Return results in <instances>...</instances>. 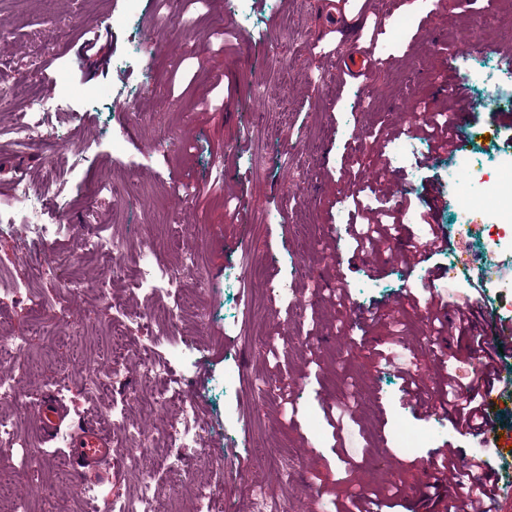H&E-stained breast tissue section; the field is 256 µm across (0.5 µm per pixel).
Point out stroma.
Wrapping results in <instances>:
<instances>
[{"instance_id":"35a3bbf8","label":"stroma","mask_w":512,"mask_h":512,"mask_svg":"<svg viewBox=\"0 0 512 512\" xmlns=\"http://www.w3.org/2000/svg\"><path fill=\"white\" fill-rule=\"evenodd\" d=\"M161 0H0V68L39 78L76 106L52 112L49 123L63 148L22 151L0 138V207L13 205L11 185L25 175L40 185L54 171L65 187L66 227L52 240L54 261L33 278L18 258L20 245L0 236V331L26 339L23 352L0 351V377L16 376L8 406L13 441L0 444V499L45 512L47 497L71 512H88L89 497L135 500L142 480L153 482L165 512H191L196 492L216 491L212 512H254L246 493L265 485L283 512H336L337 504L365 492L387 496L391 485L407 494L391 512H444L447 489L422 483L443 448L460 461L481 458L498 479L512 474V450L497 439L512 435V398L493 410L497 439L473 436L451 418L414 410L400 367L381 368V354L402 347L422 353L412 368L420 395L432 399L440 379L467 377L477 360L467 335L447 327L432 333L425 278L439 274L442 298L469 295L468 254L483 272L475 307L477 330L490 336L512 325V302L496 287L512 277V236L490 243L483 231L467 242L455 234L461 193L481 196L488 175L512 166V84L505 56L512 50V16L501 0L485 9L452 0H247L245 15L228 0H185L181 22H167ZM63 41L44 43L48 28ZM477 46L456 52V34ZM372 51L381 66L368 77L342 71L336 48L349 42ZM474 106L458 126L453 152L417 138L406 165L391 161L393 139L407 136L410 105L431 112L456 110L455 84ZM375 93L362 109V85ZM125 110L126 137L112 139V117ZM249 125L240 137L237 121ZM154 141L166 152L145 151ZM85 151L73 168L68 147ZM235 154H228V147ZM467 157L468 187L449 186L448 169ZM389 173L407 186L411 201L400 234L383 248L384 262L355 250L347 224L337 221L357 170ZM127 201L115 207L111 187ZM192 187L191 196L181 187ZM427 221H420V213ZM94 229L118 240L126 261L176 262L194 250L198 274L185 279L181 320L155 316L154 300L131 282H112L103 258L86 254L78 237ZM435 230L447 247L411 265L397 254L410 239ZM455 279H448L449 269ZM275 285L291 297L272 293ZM417 310L396 318L357 322L358 310L405 296ZM121 311H113V304ZM191 337L199 348L184 372L173 346ZM167 365L195 397L199 422L208 427L206 456L187 473L167 462L112 465L84 475L64 444L43 438L38 402L45 381L59 374L55 393L69 411L71 430L100 426L113 442L112 400L128 391L126 427L162 441L170 413L151 406L158 389L142 363ZM120 361L124 374L110 396L91 391L86 378ZM241 373L234 388L224 376ZM269 378L274 389L254 390L249 380ZM430 429L415 452L398 442L399 424ZM292 462L283 476L277 457ZM36 467L44 496L31 495L22 475Z\"/></svg>"}]
</instances>
